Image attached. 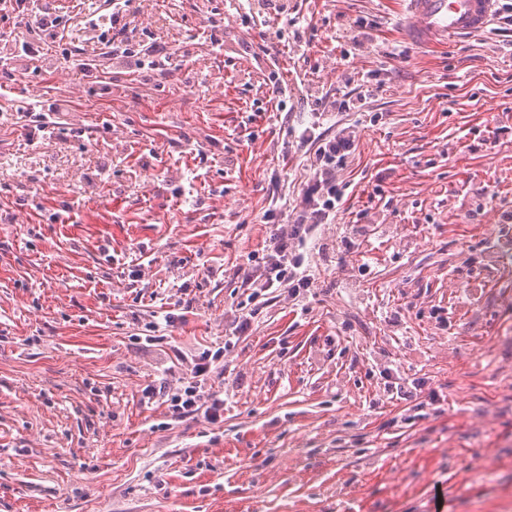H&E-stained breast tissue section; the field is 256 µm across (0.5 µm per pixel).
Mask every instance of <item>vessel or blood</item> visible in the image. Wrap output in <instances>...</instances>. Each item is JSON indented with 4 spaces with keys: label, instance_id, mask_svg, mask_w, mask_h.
<instances>
[{
    "label": "vessel or blood",
    "instance_id": "obj_1",
    "mask_svg": "<svg viewBox=\"0 0 512 512\" xmlns=\"http://www.w3.org/2000/svg\"><path fill=\"white\" fill-rule=\"evenodd\" d=\"M497 0H402L404 23L401 34L422 46L484 31Z\"/></svg>",
    "mask_w": 512,
    "mask_h": 512
}]
</instances>
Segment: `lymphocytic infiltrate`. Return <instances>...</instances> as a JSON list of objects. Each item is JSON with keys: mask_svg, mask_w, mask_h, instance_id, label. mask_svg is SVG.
<instances>
[{"mask_svg": "<svg viewBox=\"0 0 512 512\" xmlns=\"http://www.w3.org/2000/svg\"><path fill=\"white\" fill-rule=\"evenodd\" d=\"M11 8L28 24L37 26L44 33L42 45L18 40L12 32H1L0 40L11 43L13 51L9 61L0 63V73L14 77L16 70L31 71L35 68L45 48L62 45L65 38V23L62 17H50L42 13L34 0H13ZM307 143L316 147L310 175L303 190L299 206L288 215L287 230L273 233L264 249L263 271L244 274L247 287L254 295H261L269 288L278 286L287 289L289 295L297 297L301 292L313 288L315 278L307 260L309 241L316 239L322 225L333 223L340 209L342 196L336 185V170L351 154L356 143L351 128L337 130L336 134H307ZM223 350L201 356L194 362L189 378L170 397L169 411L178 421L199 415L214 421L224 410V400L219 393L202 399L199 390L219 367Z\"/></svg>", "mask_w": 512, "mask_h": 512, "instance_id": "obj_1", "label": "lymphocytic infiltrate"}]
</instances>
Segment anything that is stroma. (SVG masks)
<instances>
[{"label":"stroma","instance_id":"stroma-1","mask_svg":"<svg viewBox=\"0 0 512 512\" xmlns=\"http://www.w3.org/2000/svg\"><path fill=\"white\" fill-rule=\"evenodd\" d=\"M101 2L39 5L91 56ZM288 14L271 57L272 0H129L123 36L169 46L165 72L50 56L0 98V512H512V293L485 248L512 227V46L413 45L397 0ZM33 100L60 132L27 139ZM308 126L355 131L342 210L314 290L253 301L241 271L301 199ZM220 347L221 419L144 400ZM393 369L423 391L389 398Z\"/></svg>","mask_w":512,"mask_h":512}]
</instances>
